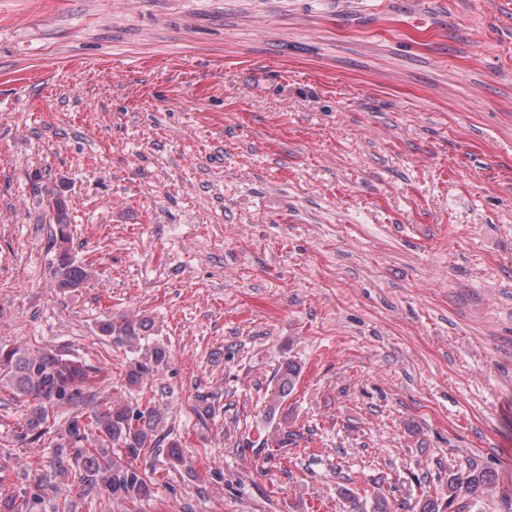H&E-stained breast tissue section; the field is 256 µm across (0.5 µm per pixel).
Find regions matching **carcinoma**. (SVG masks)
I'll return each instance as SVG.
<instances>
[{"mask_svg":"<svg viewBox=\"0 0 512 512\" xmlns=\"http://www.w3.org/2000/svg\"><path fill=\"white\" fill-rule=\"evenodd\" d=\"M55 226V276L57 287H80L88 269L75 262L71 253L72 236L66 200L53 196L49 201ZM154 324L147 317L119 315L99 324L100 335L118 347L136 348L151 335ZM168 350L156 344L150 354L128 365L123 382L135 390L155 376L168 363ZM301 368L292 359L284 361L266 390L267 414L278 412L295 389ZM96 367L64 357L61 352L22 350L0 343V386L7 389L25 408V418L17 425L16 439L21 444L33 443L50 428V417L57 408H71L66 427L55 442L56 472L65 474L74 467L88 471L87 492L105 491L110 495L133 498L146 494V478L132 465L131 458L144 448L158 447L162 412L154 405L105 403L97 401L93 378ZM493 474L472 472L448 477L447 507L462 512L456 504L459 496L471 497L488 490ZM36 502L20 489L14 498L4 502L6 512H35Z\"/></svg>","mask_w":512,"mask_h":512,"instance_id":"obj_1","label":"carcinoma"}]
</instances>
